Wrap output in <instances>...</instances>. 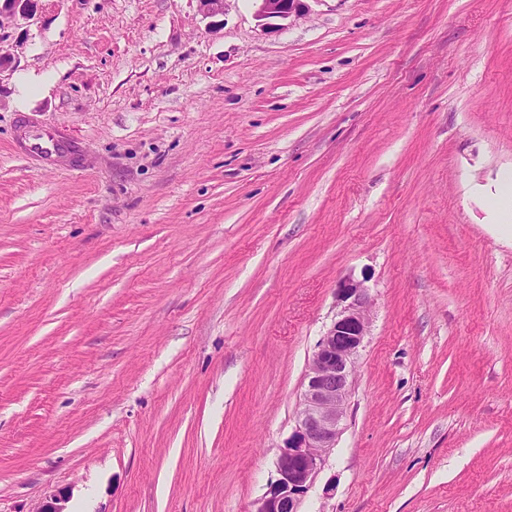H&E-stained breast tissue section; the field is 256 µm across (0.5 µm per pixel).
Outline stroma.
<instances>
[{
    "instance_id": "obj_1",
    "label": "stroma",
    "mask_w": 512,
    "mask_h": 512,
    "mask_svg": "<svg viewBox=\"0 0 512 512\" xmlns=\"http://www.w3.org/2000/svg\"><path fill=\"white\" fill-rule=\"evenodd\" d=\"M257 8L43 0L0 42V512H255L350 275L302 512H512V0ZM45 127L72 156L15 152ZM261 2L257 17L265 21L262 25L275 30L282 26L280 22L287 21L291 17H299L307 7L308 0H256ZM336 307V317L309 361L296 425L276 460L277 478L255 512H302L304 496L336 446L370 323V294L364 281L342 279Z\"/></svg>"
}]
</instances>
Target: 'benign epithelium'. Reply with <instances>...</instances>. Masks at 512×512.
I'll use <instances>...</instances> for the list:
<instances>
[{
	"mask_svg": "<svg viewBox=\"0 0 512 512\" xmlns=\"http://www.w3.org/2000/svg\"><path fill=\"white\" fill-rule=\"evenodd\" d=\"M39 0H0V30L30 22ZM205 18L224 15V0H198ZM259 20L275 30L303 14L306 0H259ZM336 317L316 345L305 374L296 425L276 460L277 478L255 512H300L304 496L324 466L347 416L359 349L370 323V294L364 282L342 279L336 288ZM69 497L51 493L35 512H67Z\"/></svg>",
	"mask_w": 512,
	"mask_h": 512,
	"instance_id": "1",
	"label": "benign epithelium"
}]
</instances>
